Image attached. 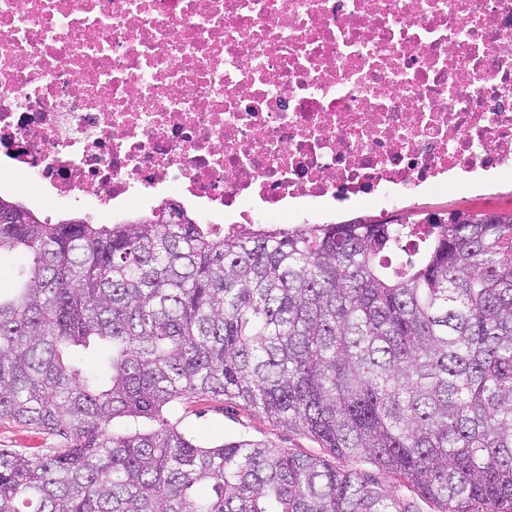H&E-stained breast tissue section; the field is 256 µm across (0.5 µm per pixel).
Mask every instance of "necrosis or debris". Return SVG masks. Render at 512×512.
I'll use <instances>...</instances> for the list:
<instances>
[{"label": "necrosis or debris", "instance_id": "necrosis-or-debris-1", "mask_svg": "<svg viewBox=\"0 0 512 512\" xmlns=\"http://www.w3.org/2000/svg\"><path fill=\"white\" fill-rule=\"evenodd\" d=\"M33 206L295 227L512 180V0H0Z\"/></svg>", "mask_w": 512, "mask_h": 512}]
</instances>
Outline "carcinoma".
I'll list each match as a JSON object with an SVG mask.
<instances>
[{"instance_id": "obj_1", "label": "carcinoma", "mask_w": 512, "mask_h": 512, "mask_svg": "<svg viewBox=\"0 0 512 512\" xmlns=\"http://www.w3.org/2000/svg\"><path fill=\"white\" fill-rule=\"evenodd\" d=\"M168 210L53 223L0 196L24 216L0 258L29 257L0 292V422L57 439L0 448V512H418L319 456L198 445L168 418L191 396L364 456L438 512H512V210L416 244L393 219L221 234Z\"/></svg>"}]
</instances>
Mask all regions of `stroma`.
Segmentation results:
<instances>
[{
	"mask_svg": "<svg viewBox=\"0 0 512 512\" xmlns=\"http://www.w3.org/2000/svg\"><path fill=\"white\" fill-rule=\"evenodd\" d=\"M420 207L428 213L512 210V184L484 193L440 192L421 199ZM174 417L179 420L181 429L193 435L202 446L213 447L230 439L245 437L304 455L320 456L337 467L359 471L385 489L415 500L419 512H436L434 503L418 497L412 487L382 471L370 460L335 456L308 433L272 419L261 410L221 397L207 400L190 397L176 404Z\"/></svg>",
	"mask_w": 512,
	"mask_h": 512,
	"instance_id": "1",
	"label": "stroma"
}]
</instances>
